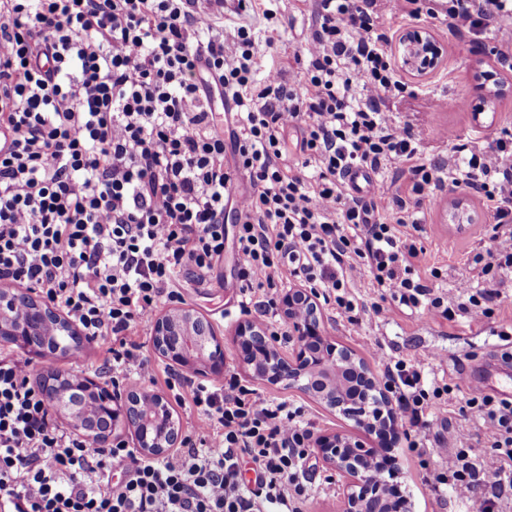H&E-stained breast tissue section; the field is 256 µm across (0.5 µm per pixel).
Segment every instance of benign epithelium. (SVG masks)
<instances>
[{
  "label": "benign epithelium",
  "mask_w": 512,
  "mask_h": 512,
  "mask_svg": "<svg viewBox=\"0 0 512 512\" xmlns=\"http://www.w3.org/2000/svg\"><path fill=\"white\" fill-rule=\"evenodd\" d=\"M402 63L420 72L435 69L441 50L430 33L409 29L400 37ZM280 308L287 321L288 353L278 336L257 316L234 330L239 363L262 381L311 397L354 424L351 431H332L314 437L322 463L341 478V512H410L400 482L398 460L392 455L402 434L395 403L373 370L352 350L336 342L325 311L310 289L285 290ZM54 323L85 342L81 329L61 315L35 291L15 285L0 286V340L42 357L46 345H37L43 327ZM156 354L179 371L211 378L224 373V339L207 320L189 307H177L155 321L152 337ZM83 382L100 407L107 428L91 441L109 445L118 431L130 433L146 455H162L181 445L182 431L165 395L145 392L155 417L142 415L134 393H116L93 378Z\"/></svg>",
  "instance_id": "benign-epithelium-1"
}]
</instances>
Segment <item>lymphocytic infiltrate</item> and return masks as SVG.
<instances>
[{"mask_svg":"<svg viewBox=\"0 0 512 512\" xmlns=\"http://www.w3.org/2000/svg\"><path fill=\"white\" fill-rule=\"evenodd\" d=\"M381 6L423 10L419 0H317L301 87L272 68L257 88L250 28H224L200 0H0V284L38 291L88 342L105 343L116 389L155 381L140 328L161 301L180 300L183 274L209 282L228 237L241 260L240 314L267 317L293 279L352 313L357 270L390 295L384 319L410 307L432 322L448 295L415 276L417 252L397 235L418 218L402 197L367 201L346 180L398 161L412 194L475 187L508 225L483 286L456 289L460 310L481 321L501 295L500 271H512V135L425 163L421 132L384 109L407 85L379 30ZM440 13L455 31L512 48V0H448ZM215 93L232 104L231 134L214 117ZM290 128L303 132L298 159L282 146ZM379 362L401 423L426 427L447 407L450 385L426 386L395 356ZM31 372L0 355V512H302L313 430L294 403L234 373L195 382L165 369L191 422L181 447L154 459L121 439L88 449L57 424ZM466 404L488 451L441 453L435 483L467 512H493L512 493V402Z\"/></svg>","mask_w":512,"mask_h":512,"instance_id":"1","label":"lymphocytic infiltrate"}]
</instances>
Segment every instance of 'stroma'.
I'll return each instance as SVG.
<instances>
[{
	"instance_id": "stroma-1",
	"label": "stroma",
	"mask_w": 512,
	"mask_h": 512,
	"mask_svg": "<svg viewBox=\"0 0 512 512\" xmlns=\"http://www.w3.org/2000/svg\"><path fill=\"white\" fill-rule=\"evenodd\" d=\"M271 7L277 11L281 27H271L254 0H249L243 13L225 11L224 23L252 25L256 30L259 71L274 67L281 71L284 79L298 82L296 57L302 52L300 32L311 23L315 2L272 0ZM379 25L390 40L391 50H398L399 37L404 31L416 27L428 30L443 49L437 70L423 76L403 71L402 78L408 89L387 103L389 112L398 121L422 131L421 153L425 160L447 162L454 146L487 144L502 130H512V91L486 105L483 115L475 113L480 95L478 72L493 73L496 80L512 88V65L500 62L489 41L451 33L440 18L424 12L404 17L384 11L380 14ZM439 97L463 98L467 106L457 111H433V101ZM468 202L476 218L472 224L449 223L447 187H440L434 197L423 201L422 229L413 233L412 240L419 251L416 268L432 287L451 291L459 280L475 283L481 280V267L475 257L493 246L496 220L479 193H470ZM238 264L233 243L225 242L224 259L215 267L212 281L203 286L190 283L182 290L184 305L208 319L223 337L225 370L238 373L244 384L264 397L302 405L304 420L314 433L344 429V422L322 404L268 385L239 364L234 347L235 323L223 316L224 311L234 309L237 304ZM353 288L362 303L358 321L353 324L347 317H336L333 332L336 339L363 359L375 374H382L378 356L386 353L418 363L428 382L451 384L464 375L473 381V395L512 401V278L506 279L504 293L494 304L492 313L480 322L471 321L457 309L450 318L428 322L414 308L403 309L393 321L383 322L377 318L375 309L388 306L389 297L381 295L365 276L356 277ZM463 405L462 393H451L446 415L431 417L428 427L421 430V437L433 448L431 454L418 456L404 442L396 450L412 512L467 510L466 504L453 495L432 489L438 469L437 448L444 445L452 452L464 449L475 458L485 452L479 426L470 413L464 412ZM305 476L310 492L303 512H340V479L325 468L317 455L308 458Z\"/></svg>"
}]
</instances>
